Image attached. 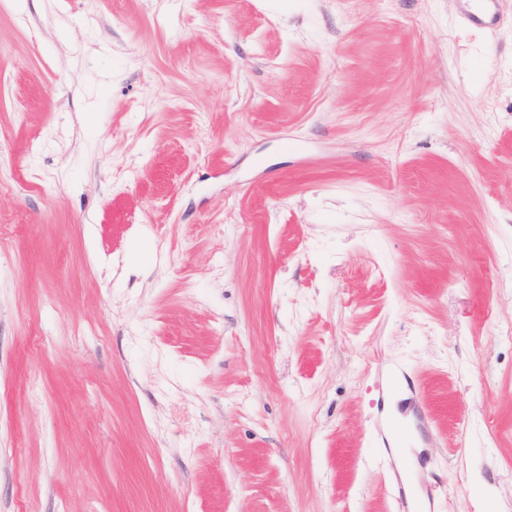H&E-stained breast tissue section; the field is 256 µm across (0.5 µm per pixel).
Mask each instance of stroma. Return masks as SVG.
<instances>
[{
	"instance_id": "1",
	"label": "stroma",
	"mask_w": 512,
	"mask_h": 512,
	"mask_svg": "<svg viewBox=\"0 0 512 512\" xmlns=\"http://www.w3.org/2000/svg\"><path fill=\"white\" fill-rule=\"evenodd\" d=\"M464 9L0 0V512H512V0Z\"/></svg>"
}]
</instances>
